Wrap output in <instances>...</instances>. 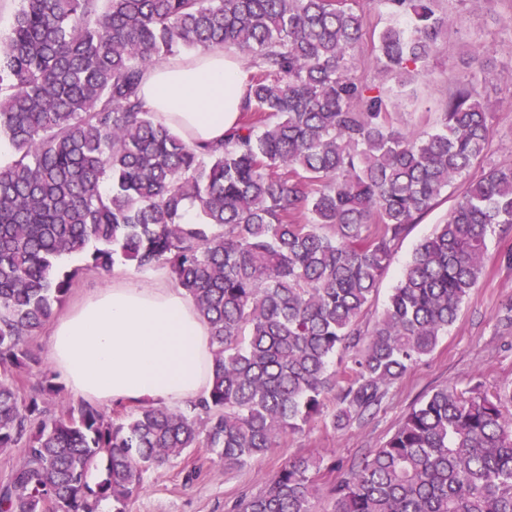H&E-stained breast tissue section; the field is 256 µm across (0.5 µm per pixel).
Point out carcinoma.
Listing matches in <instances>:
<instances>
[{"label": "carcinoma", "instance_id": "carcinoma-1", "mask_svg": "<svg viewBox=\"0 0 512 512\" xmlns=\"http://www.w3.org/2000/svg\"><path fill=\"white\" fill-rule=\"evenodd\" d=\"M375 2L391 22L369 32ZM449 23L439 0H19L0 35V451H19L0 512H126L148 471L193 448L244 467L315 422L350 427L435 351L491 238L512 230L511 162L466 182L373 327L361 320L396 243L487 157L475 74L425 130L389 112L429 76ZM215 47L248 62L246 102L224 141L198 146L140 91L148 67ZM367 51L395 86L365 74ZM65 255L82 264L63 269ZM117 256L169 269L192 296L211 386L178 409L50 410L63 386H28V340L81 272ZM317 474L311 457L288 461L233 512H314ZM334 497L335 512H512V383L433 390Z\"/></svg>", "mask_w": 512, "mask_h": 512}]
</instances>
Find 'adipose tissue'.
Listing matches in <instances>:
<instances>
[{"mask_svg": "<svg viewBox=\"0 0 512 512\" xmlns=\"http://www.w3.org/2000/svg\"><path fill=\"white\" fill-rule=\"evenodd\" d=\"M242 59L220 48L149 67L141 97L157 121L188 141L218 143L244 104ZM212 337L192 297L164 272L138 280L123 269L110 287L55 319L48 357L70 393L95 406H182L213 377Z\"/></svg>", "mask_w": 512, "mask_h": 512, "instance_id": "1", "label": "adipose tissue"}]
</instances>
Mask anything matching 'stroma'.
<instances>
[{"label":"stroma","instance_id":"35a3bbf8","mask_svg":"<svg viewBox=\"0 0 512 512\" xmlns=\"http://www.w3.org/2000/svg\"><path fill=\"white\" fill-rule=\"evenodd\" d=\"M447 6L452 19L448 42L431 63L429 81L405 87L393 105L395 124L405 131L425 129L444 108L455 76L482 71L487 77L485 103L494 114L488 160L512 162V0H447ZM454 200V193L443 194L396 245L365 325H372L415 248L445 221ZM511 248L512 232L490 244L479 284L447 336L406 373L374 416L336 433L311 424L242 468L224 467L210 449H196L160 471L146 473L129 512H230L241 495L258 493L285 461L298 457L322 458L314 510L333 512L331 489L341 467L381 447L433 389L464 388L478 379L491 390L512 382V267L500 261L501 253Z\"/></svg>","mask_w":512,"mask_h":512}]
</instances>
